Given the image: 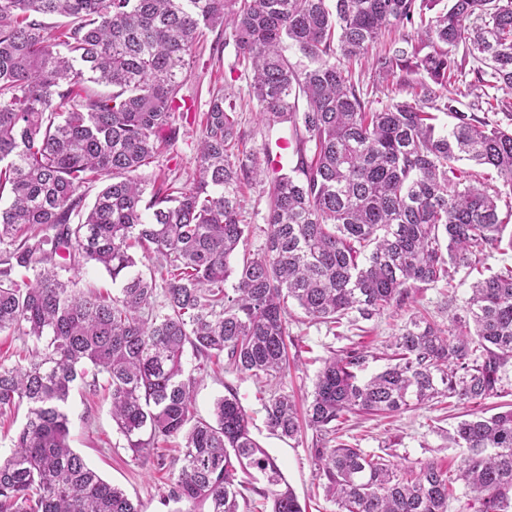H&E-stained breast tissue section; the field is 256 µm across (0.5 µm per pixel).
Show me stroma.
Here are the masks:
<instances>
[{
  "label": "stroma",
  "mask_w": 512,
  "mask_h": 512,
  "mask_svg": "<svg viewBox=\"0 0 512 512\" xmlns=\"http://www.w3.org/2000/svg\"><path fill=\"white\" fill-rule=\"evenodd\" d=\"M353 81L371 107H379L388 98H405L395 79L382 80L370 61L355 63ZM222 89L235 100L239 126L248 150L261 153L265 143L279 137H291L286 124H269L258 116V106L249 92V79L235 64L233 47L224 43L222 28L207 31L190 58L188 75L182 93L195 104L196 111L207 109L211 89ZM178 142L173 152L159 159L166 174L186 177L196 169L199 127L180 122ZM266 184L243 185L240 192L242 216L251 232L238 251L239 257H254L262 253L269 226ZM473 280L467 267L455 269L451 281H440L409 291L408 299L385 314L369 321L343 323L329 329L314 323L300 308H293L289 321L292 339L290 355L295 363L282 387L293 395L299 405L311 399L316 374L325 359L342 353L354 344H363L367 353L360 378L366 379L383 370L389 362V346L401 326L412 314H421L444 324L448 316L459 310L468 296ZM185 371L196 380L195 414L210 418L213 403L219 397L234 393L251 417V432L257 443L279 464L306 512H336L334 503L326 500L314 474L310 455L315 435L307 431L295 440H283L266 425L263 402L271 389L255 379L198 357L185 354ZM465 404L441 403L422 406L391 417L353 415L345 423V441L357 444L368 452L386 451L409 466L437 462L448 469H459L466 452L452 447L448 434L461 416L468 412ZM70 420L71 446L112 485L122 489L137 502L141 512H174L175 506L165 503L163 495L176 456L174 447L163 445L151 449L140 459H132L125 437L112 420L111 399L104 388H93L89 382H76L66 407Z\"/></svg>",
  "instance_id": "1"
}]
</instances>
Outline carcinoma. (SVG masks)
Segmentation results:
<instances>
[{
    "label": "carcinoma",
    "instance_id": "1",
    "mask_svg": "<svg viewBox=\"0 0 512 512\" xmlns=\"http://www.w3.org/2000/svg\"><path fill=\"white\" fill-rule=\"evenodd\" d=\"M332 2L0 0V333L33 341L0 365V415L27 406L0 459V512H140L70 446L65 405L90 369L105 375L134 457L181 440L166 502L305 512L235 394L217 399L210 419L195 415L186 349L281 381L289 303L316 323L354 312L370 320L415 285L501 248L512 223V102L485 101L506 127L461 111L453 50L483 64L477 82L512 91V0H454L432 17L439 0ZM51 16L71 22L51 26ZM218 25L262 120L290 123L296 165L284 173L246 150L236 103L217 92L198 113L196 176L162 174L150 185L146 171L177 141L194 46ZM395 27L412 28L405 46L374 64L382 79L416 76L403 81L411 98L372 109L351 67ZM90 83L112 92L92 93ZM427 104L456 123L436 129ZM463 159L495 170L509 199L477 185L456 166ZM249 180L268 182L269 232L261 255L234 265L250 232L238 203ZM99 182L84 206L80 189ZM84 264L105 270L119 294L61 277ZM17 270L26 276L15 279ZM478 274L448 326L405 322L381 372L358 378L359 346L323 362L304 414L280 389L264 403L273 434L316 433V476L337 512H448L459 483L476 512H512V409L457 422L449 439L467 455L455 475L336 441V422L350 413L501 395L512 367V266ZM258 478L267 485L260 502L251 498Z\"/></svg>",
    "mask_w": 512,
    "mask_h": 512
}]
</instances>
